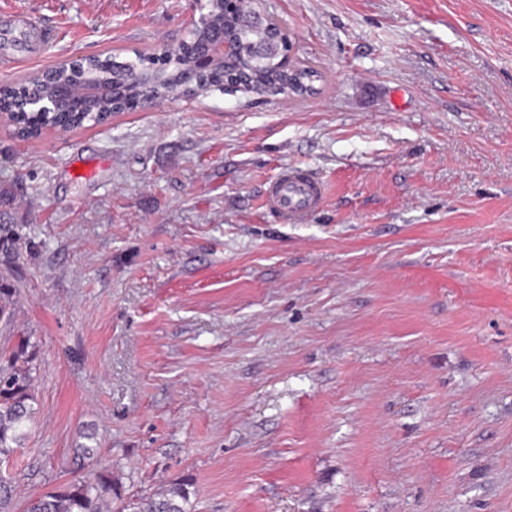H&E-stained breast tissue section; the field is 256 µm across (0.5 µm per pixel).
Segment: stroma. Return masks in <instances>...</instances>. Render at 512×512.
<instances>
[{"mask_svg": "<svg viewBox=\"0 0 512 512\" xmlns=\"http://www.w3.org/2000/svg\"><path fill=\"white\" fill-rule=\"evenodd\" d=\"M17 8L63 37L0 87L162 54L191 13ZM264 9L317 94L0 126V348L39 349L12 512L97 464L128 498L191 480L193 512H512V0ZM287 164L327 185L304 224L263 206Z\"/></svg>", "mask_w": 512, "mask_h": 512, "instance_id": "obj_1", "label": "stroma"}]
</instances>
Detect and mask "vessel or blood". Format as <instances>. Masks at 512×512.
<instances>
[{
    "mask_svg": "<svg viewBox=\"0 0 512 512\" xmlns=\"http://www.w3.org/2000/svg\"><path fill=\"white\" fill-rule=\"evenodd\" d=\"M12 43L0 49V70L9 71L23 63L19 51L34 43H49L56 39L55 29L44 27L27 11L16 9L5 23ZM326 197L323 182L310 172L295 166H284L270 179L264 196V206L289 224H299L320 208Z\"/></svg>",
    "mask_w": 512,
    "mask_h": 512,
    "instance_id": "b4317fda",
    "label": "vessel or blood"
}]
</instances>
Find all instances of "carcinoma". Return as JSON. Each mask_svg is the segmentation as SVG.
<instances>
[{
  "label": "carcinoma",
  "mask_w": 512,
  "mask_h": 512,
  "mask_svg": "<svg viewBox=\"0 0 512 512\" xmlns=\"http://www.w3.org/2000/svg\"><path fill=\"white\" fill-rule=\"evenodd\" d=\"M240 9L231 5L224 11V27L253 39L248 22L241 21ZM288 82V70L280 64H263L253 70L252 84L259 90H277ZM184 74L170 70L161 90L167 96L180 94ZM51 85L32 76L19 87L0 90L3 99L22 97L25 93L46 95ZM15 315L14 294L0 287V321L8 324ZM38 345L30 336H21L7 353L0 354V462H9L23 447L34 420L35 360ZM192 482L171 484L159 496L125 500L112 472L97 471L85 479L66 483L29 499L24 512H190L188 505Z\"/></svg>",
  "instance_id": "cac0c4a2"
}]
</instances>
